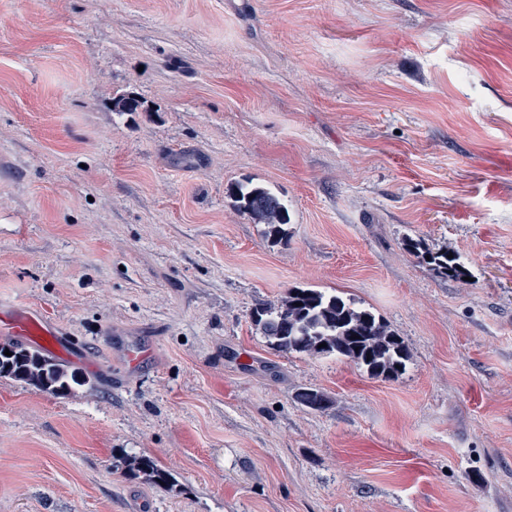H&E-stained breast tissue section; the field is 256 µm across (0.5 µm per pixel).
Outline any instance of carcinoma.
I'll list each match as a JSON object with an SVG mask.
<instances>
[{"label":"carcinoma","mask_w":512,"mask_h":512,"mask_svg":"<svg viewBox=\"0 0 512 512\" xmlns=\"http://www.w3.org/2000/svg\"><path fill=\"white\" fill-rule=\"evenodd\" d=\"M233 206L255 223L267 226L266 236L273 244H288V208L263 186L238 184L230 190ZM405 249L427 260V264L445 278L461 279L467 275L458 257L433 252L423 242L408 238ZM253 322L271 344L284 353L312 356L336 355L370 376L396 379L410 358L408 347L387 329L369 310L356 309L339 295H328L317 288H290L278 304L262 303L253 311ZM10 351L5 355L4 351ZM33 385L54 395H64L71 385L87 379L68 371L60 361L37 348L20 343L0 344V378ZM298 400L315 410L329 406V398L314 389H304ZM127 473L140 475L157 484L172 482L170 473L158 468L147 456L124 460Z\"/></svg>","instance_id":"obj_1"}]
</instances>
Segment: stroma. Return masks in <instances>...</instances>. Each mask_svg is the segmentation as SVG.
Here are the masks:
<instances>
[{
    "instance_id": "35a3bbf8",
    "label": "stroma",
    "mask_w": 512,
    "mask_h": 512,
    "mask_svg": "<svg viewBox=\"0 0 512 512\" xmlns=\"http://www.w3.org/2000/svg\"><path fill=\"white\" fill-rule=\"evenodd\" d=\"M292 287L404 373L271 346L252 310ZM0 305L153 352L0 378V512H512V0H0ZM229 196L233 206L247 214L255 224H265L266 236L273 244H288V208L282 200L263 186L238 184L231 188ZM405 249L417 258L422 259L442 277L452 279H462L467 275L465 267L459 262L457 256L453 255V258H448L447 252H432L427 249L421 240H415L413 238H407L405 240ZM426 256H429V260H426ZM461 267V270H458ZM125 468L127 473L134 477L144 476L157 484H170L173 479L167 471H164L156 465L155 461L147 456L125 458Z\"/></svg>"
}]
</instances>
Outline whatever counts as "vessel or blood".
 <instances>
[{
  "label": "vessel or blood",
  "instance_id": "b4317fda",
  "mask_svg": "<svg viewBox=\"0 0 512 512\" xmlns=\"http://www.w3.org/2000/svg\"><path fill=\"white\" fill-rule=\"evenodd\" d=\"M0 334L36 343L50 354L65 356L79 363L86 360L83 352L70 348L66 337L52 321L22 307H0Z\"/></svg>",
  "mask_w": 512,
  "mask_h": 512
}]
</instances>
